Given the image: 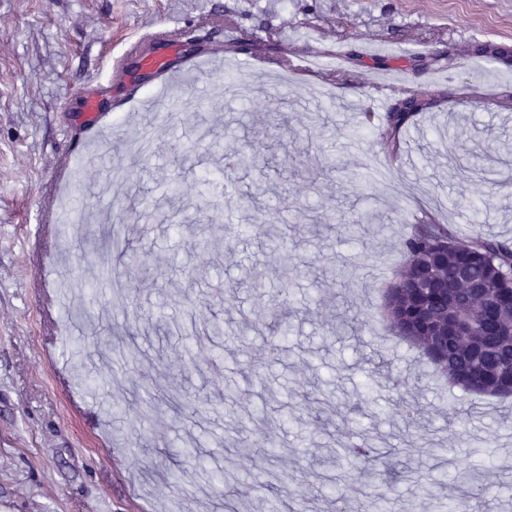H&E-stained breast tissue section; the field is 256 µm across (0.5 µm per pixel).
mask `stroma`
<instances>
[{"mask_svg": "<svg viewBox=\"0 0 512 512\" xmlns=\"http://www.w3.org/2000/svg\"><path fill=\"white\" fill-rule=\"evenodd\" d=\"M160 27L218 55L230 31L271 39L268 69L251 67L253 50L235 51L238 95L217 94L214 69L186 106L220 130L224 156L253 145L287 164L215 172L183 115L127 108L131 89L150 99L157 83L129 46ZM487 43L512 48V0H0V512H225L228 502L266 512L287 487L300 492L291 507L336 512L342 450L355 437L380 454L356 472L351 512L393 466L416 478L397 485L387 512H444L458 494L451 473L470 463L485 466L486 483L512 486V396L436 378L381 312L402 243L425 216L452 225L458 246L479 235L512 245V65L479 54ZM305 58L335 60L343 79L272 83L279 66ZM380 59L435 101L395 142L384 134L392 100L368 83ZM107 80L106 109L119 124L100 143L82 136V96ZM280 112L288 124L278 128ZM140 121L153 128L152 152L146 170L132 171L123 162ZM491 142L500 151L488 153ZM91 149L99 157L71 192L78 210L110 212L113 236L136 238L149 268L101 278L88 311L108 308L112 319L94 327L59 295L95 270L82 238L57 246L55 184L67 153ZM320 153L367 180L316 167ZM183 154L188 162L176 165ZM173 178L180 201L156 211L160 184ZM259 182L305 267L285 283L266 273L260 238L233 236L218 255L198 244L200 213L245 223ZM308 205L362 216L358 240L313 235ZM249 269L263 271L260 287L244 284ZM281 290L294 315L274 361L266 325ZM340 312L352 329L326 335ZM160 314L176 323L169 335L146 330ZM214 317L226 332L217 354L204 336ZM83 370L97 372L98 389L80 383ZM266 387L277 397L260 419L253 409ZM149 401L157 410L145 422ZM405 406L417 417L408 430ZM201 433L228 474L212 498L183 491L193 459L168 457Z\"/></svg>", "mask_w": 512, "mask_h": 512, "instance_id": "obj_1", "label": "stroma"}]
</instances>
